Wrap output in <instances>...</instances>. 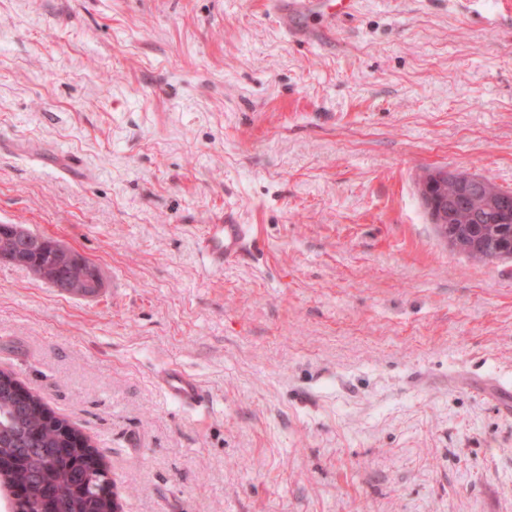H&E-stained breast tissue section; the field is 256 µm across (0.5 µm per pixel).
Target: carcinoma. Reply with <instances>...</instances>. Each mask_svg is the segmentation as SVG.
I'll list each match as a JSON object with an SVG mask.
<instances>
[{
	"mask_svg": "<svg viewBox=\"0 0 512 512\" xmlns=\"http://www.w3.org/2000/svg\"><path fill=\"white\" fill-rule=\"evenodd\" d=\"M468 224H437L443 238L460 233L483 241L498 255L512 254V208L507 213L486 209L476 194L467 201ZM84 273L73 264L59 270L58 289L69 286ZM17 379L0 371V490L13 498L12 512H112V498L95 490L96 477L103 470H90L89 462H100L90 439L78 429L74 437L60 433L46 420V403L32 392L23 402L8 391Z\"/></svg>",
	"mask_w": 512,
	"mask_h": 512,
	"instance_id": "cac0c4a2",
	"label": "carcinoma"
}]
</instances>
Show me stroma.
<instances>
[{"mask_svg":"<svg viewBox=\"0 0 512 512\" xmlns=\"http://www.w3.org/2000/svg\"><path fill=\"white\" fill-rule=\"evenodd\" d=\"M0 0V369L98 448L123 512H512V260L453 254L427 170L512 191V17L356 0ZM253 224L215 269L206 225ZM178 366L207 394L168 398ZM6 234L15 242H20L24 245L29 253L39 256L42 252L45 243V237L31 232L24 224H7L0 226V239L5 238ZM48 243L51 240L46 239Z\"/></svg>","mask_w":512,"mask_h":512,"instance_id":"obj_1","label":"stroma"}]
</instances>
